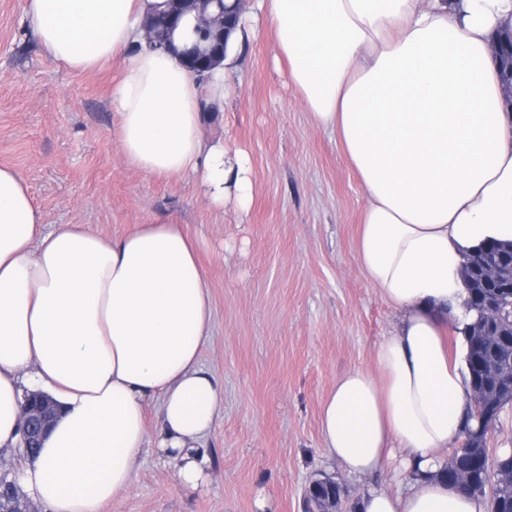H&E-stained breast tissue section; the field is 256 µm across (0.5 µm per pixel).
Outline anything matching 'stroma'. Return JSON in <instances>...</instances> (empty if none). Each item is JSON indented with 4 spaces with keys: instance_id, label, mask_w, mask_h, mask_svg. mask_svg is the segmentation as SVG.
<instances>
[{
    "instance_id": "1",
    "label": "stroma",
    "mask_w": 512,
    "mask_h": 512,
    "mask_svg": "<svg viewBox=\"0 0 512 512\" xmlns=\"http://www.w3.org/2000/svg\"><path fill=\"white\" fill-rule=\"evenodd\" d=\"M121 66L68 69L39 48L23 0H0V166L25 180L46 229L78 224L112 238L182 224L207 273L213 318L200 359L223 396L204 441L208 475L183 487L148 446L130 490L103 512H304L305 488L323 476L351 501L374 484L401 492L391 470L360 478L324 453L323 399L344 373L372 367L399 313L356 258L359 180L289 82L270 22L246 40L233 92L201 126L205 141L250 154L244 216L210 206L194 176L126 163L110 103Z\"/></svg>"
}]
</instances>
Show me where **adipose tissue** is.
Here are the masks:
<instances>
[{
	"instance_id": "ef3b65f1",
	"label": "adipose tissue",
	"mask_w": 512,
	"mask_h": 512,
	"mask_svg": "<svg viewBox=\"0 0 512 512\" xmlns=\"http://www.w3.org/2000/svg\"><path fill=\"white\" fill-rule=\"evenodd\" d=\"M159 0H24L43 52L76 72L122 58L111 105L124 159L149 175L193 174L219 210L247 213L250 156L204 141L238 52L261 16L275 29L317 128L335 133L366 198L356 255L401 313L369 369L341 376L322 406L328 458L368 477L398 461L406 489L371 486L355 512H488L440 476L472 407L462 341L473 319L464 258L512 242V105L491 44L512 0H257L208 80L143 24ZM212 304L196 243L180 224L112 239L44 231L25 180L0 167V456L21 440L26 391L58 416L17 473L47 512H102L127 492L156 405L159 448L197 487L202 442L222 403L200 361Z\"/></svg>"
}]
</instances>
